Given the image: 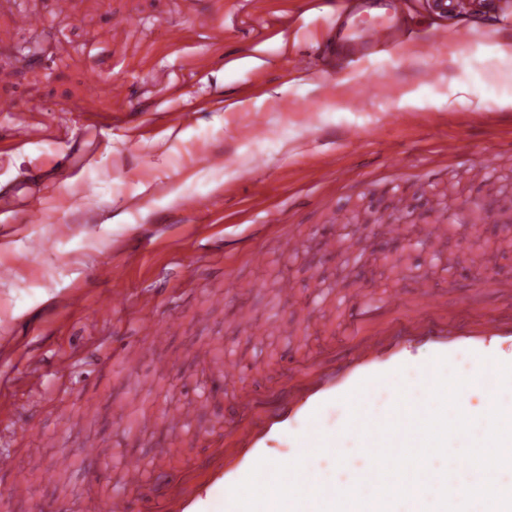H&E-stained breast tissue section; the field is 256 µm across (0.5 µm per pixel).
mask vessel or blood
Here are the masks:
<instances>
[{
  "instance_id": "obj_1",
  "label": "vessel or blood",
  "mask_w": 512,
  "mask_h": 512,
  "mask_svg": "<svg viewBox=\"0 0 512 512\" xmlns=\"http://www.w3.org/2000/svg\"><path fill=\"white\" fill-rule=\"evenodd\" d=\"M402 0H363L373 22L359 26L343 20L336 28V68H350L356 48L394 50L410 38L396 21ZM379 242L408 240L407 224H379L374 229ZM455 263L463 270H492L493 275L477 290L460 289L466 314L449 311L447 298L421 286L409 296L392 298L383 304L367 300L364 289H354L349 307L356 323L341 345L323 360L305 365L298 380H285L270 396L240 385L238 365L216 361L213 377L225 389L236 393V418L220 424L215 438L196 463L197 477L174 478L165 467L146 468L135 456L119 462L123 492L99 504V512H319L321 504L345 490V483H326L305 465L310 453L333 457L342 436H357L362 446L372 447L376 436L361 437L362 426L377 427L391 420V413L371 405L370 392H396L406 369L420 373L417 391L427 399L436 375V357L455 361L460 351L472 357L473 382L489 381L490 389L503 407L512 413V362L495 357L494 340L512 336V316H502L499 306L512 309V272L495 269L484 252L459 250ZM127 272L112 268L109 297L114 306L135 304L143 314L141 333L152 336L155 345L167 341L166 329L151 316L159 294L146 290L128 295ZM494 297L497 305L481 310L482 295ZM342 407L338 427L323 421L329 404ZM193 413L183 404L165 405L163 423L171 429H186ZM292 440L299 456L288 461L271 454L270 443ZM439 480L425 477L415 485L408 501L414 512H424L437 500Z\"/></svg>"
}]
</instances>
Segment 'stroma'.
I'll list each match as a JSON object with an SVG mask.
<instances>
[{
    "instance_id": "obj_1",
    "label": "stroma",
    "mask_w": 512,
    "mask_h": 512,
    "mask_svg": "<svg viewBox=\"0 0 512 512\" xmlns=\"http://www.w3.org/2000/svg\"><path fill=\"white\" fill-rule=\"evenodd\" d=\"M72 2L74 26L60 20L56 0H0V194L8 199L0 265L12 269L0 278V451L15 455L32 490L31 499L12 498L10 476L0 474V512L54 502L96 512L120 476L116 462L86 469L81 451L93 439L109 443L117 459L132 454L150 467L193 473L203 429L237 414L233 393L212 385L199 351L246 364L244 385L264 391L338 343L350 289L385 301L420 284L454 298L462 283L488 278L449 266V253L463 248L492 252L512 269V162L494 159L500 143L512 142V108L480 100L470 66L477 47L512 35V0H491L492 22L476 23L464 45L451 33L476 0H448L442 14L431 0H405L401 16L417 41L333 76L316 54L334 0L319 10L312 0ZM201 11L213 15L216 34L195 27ZM19 12L37 27H18ZM117 16L125 25H114ZM168 27L182 29L180 44L163 40ZM307 54L312 70L298 69ZM228 56L235 68H225ZM117 83L125 99H114ZM416 90L425 105L409 103ZM451 92L457 99L445 104ZM172 110L182 113L178 123L169 121ZM257 112L263 131L247 135ZM374 131L385 145L370 140ZM215 153L223 167L201 165ZM329 155L337 172L322 166ZM476 161L492 164L497 214L463 232L449 227L444 254L421 243L361 258L322 252L329 235L369 247L383 211L401 210L414 226L443 221L477 196L469 175ZM31 210L35 220L25 222ZM280 213L300 248L273 231L259 239L256 265L238 250L198 249L206 240L249 238ZM35 236L48 241L47 251H30ZM116 264L128 272L130 294L160 293L157 318L174 315L161 348L139 334L134 306L108 303L105 278ZM285 280L301 292L296 304L279 295ZM63 293L86 307L51 314ZM243 305L255 325L284 316L297 334L253 339L237 318ZM116 326L143 344L137 368L85 364L84 350L111 343ZM42 328L46 348L69 370L50 369L40 394L48 412L18 432L10 411L30 397L24 367ZM173 400L190 406L192 428L162 424ZM159 441L169 455L160 456ZM64 451L71 462L55 469Z\"/></svg>"
}]
</instances>
